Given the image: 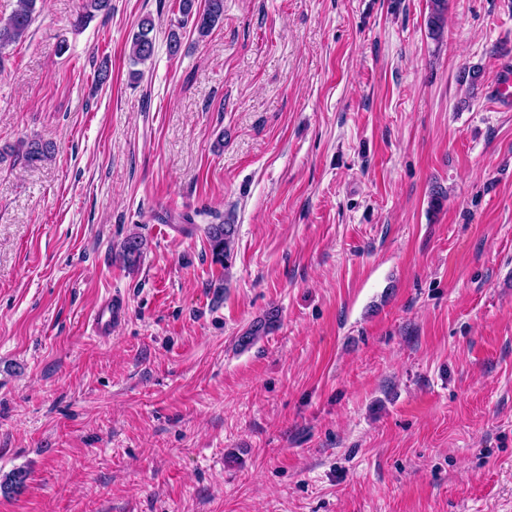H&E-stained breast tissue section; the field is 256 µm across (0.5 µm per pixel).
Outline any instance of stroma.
Listing matches in <instances>:
<instances>
[{
  "label": "stroma",
  "instance_id": "obj_1",
  "mask_svg": "<svg viewBox=\"0 0 512 512\" xmlns=\"http://www.w3.org/2000/svg\"><path fill=\"white\" fill-rule=\"evenodd\" d=\"M78 6L0 55V512H512V0ZM112 0H82L79 5L77 26H85L99 13L108 14L112 11ZM177 25H172L167 36V46L170 55H177L181 47V29L190 22L194 32L206 36L224 19V0H204L202 5L196 0H179ZM175 27V28H174ZM448 0H429L425 25L432 39L440 42L447 29ZM154 24L150 18L141 20L133 33L130 45V59L133 65L145 64L155 52ZM236 226L229 222L210 224L206 231L212 261L228 270L231 266ZM145 242L136 233L129 234L120 245V257L124 265L134 269L140 265L144 253ZM125 315V307L109 298L105 300L90 316L92 333L99 338H109L112 327ZM278 322V311L271 309L266 314L255 320L249 328L238 338V345L247 349L252 346L260 337L268 335Z\"/></svg>",
  "mask_w": 512,
  "mask_h": 512
}]
</instances>
